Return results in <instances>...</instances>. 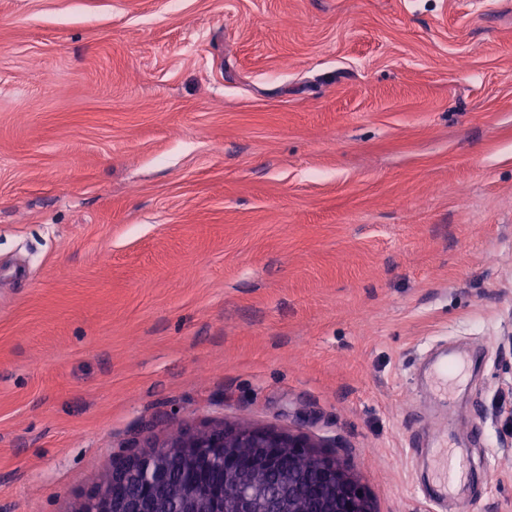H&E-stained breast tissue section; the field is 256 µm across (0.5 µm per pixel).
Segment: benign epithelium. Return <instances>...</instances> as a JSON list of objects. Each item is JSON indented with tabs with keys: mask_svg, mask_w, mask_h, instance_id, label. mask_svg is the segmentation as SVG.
Instances as JSON below:
<instances>
[{
	"mask_svg": "<svg viewBox=\"0 0 512 512\" xmlns=\"http://www.w3.org/2000/svg\"><path fill=\"white\" fill-rule=\"evenodd\" d=\"M112 465V470L80 503L77 512H374L365 486L345 459L300 430L234 423L185 428ZM296 464L269 472L281 456ZM184 483L168 485L171 460ZM128 480L135 496L115 501L112 488Z\"/></svg>",
	"mask_w": 512,
	"mask_h": 512,
	"instance_id": "obj_1",
	"label": "benign epithelium"
}]
</instances>
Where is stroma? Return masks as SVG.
I'll return each instance as SVG.
<instances>
[{
  "label": "stroma",
  "mask_w": 512,
  "mask_h": 512,
  "mask_svg": "<svg viewBox=\"0 0 512 512\" xmlns=\"http://www.w3.org/2000/svg\"><path fill=\"white\" fill-rule=\"evenodd\" d=\"M222 422L512 512V0H0V512ZM459 471L453 463L448 448H436L433 452V484L438 488L436 498L446 499L452 483L458 478Z\"/></svg>",
  "instance_id": "obj_1"
}]
</instances>
